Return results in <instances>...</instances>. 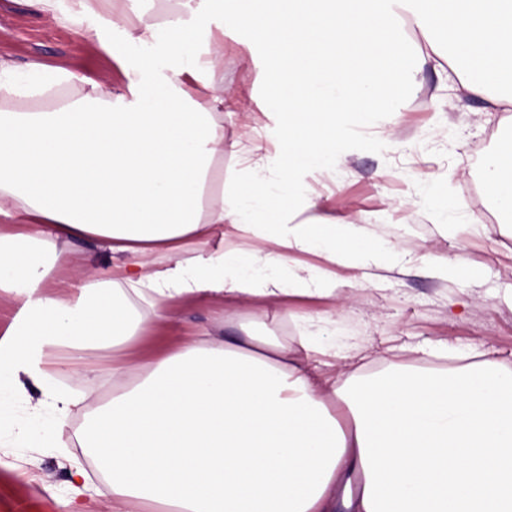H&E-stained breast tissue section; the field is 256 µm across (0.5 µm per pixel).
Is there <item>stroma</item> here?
Listing matches in <instances>:
<instances>
[{
  "instance_id": "1",
  "label": "stroma",
  "mask_w": 512,
  "mask_h": 512,
  "mask_svg": "<svg viewBox=\"0 0 512 512\" xmlns=\"http://www.w3.org/2000/svg\"><path fill=\"white\" fill-rule=\"evenodd\" d=\"M71 0H57L54 14L34 0H0V67L27 76L32 67L66 71L73 85L37 98L0 104L7 112L52 111L92 90L120 92L125 76L116 54L110 15L122 14L142 27L161 23L170 12L198 16L210 26L222 22L217 0H111L97 33L70 12ZM261 52L247 33L225 32L224 85L234 95L224 105V186L244 174L240 152L274 154L277 130L263 117L269 91ZM414 94L400 102L390 123L378 114L369 130L345 132L335 167L304 177L306 194L329 219L367 225L380 246L393 248L402 266L375 270L363 282V268H340L336 285L352 290L346 304L334 298H296L288 307L297 319L322 316L316 332L354 365L373 371L407 364L427 351L436 364L461 363L483 352L512 364V228L493 209L481 183V160L506 134L503 115L484 99L463 95L441 68L426 66ZM447 202L448 226H441L432 200ZM463 259L479 271L475 280L432 276L431 253ZM220 300L182 298L170 306L172 319L152 326L126 360L139 369L183 340L207 329L226 335L214 321ZM83 414L56 427L49 414H33L24 399L0 397V512H69L76 434Z\"/></svg>"
}]
</instances>
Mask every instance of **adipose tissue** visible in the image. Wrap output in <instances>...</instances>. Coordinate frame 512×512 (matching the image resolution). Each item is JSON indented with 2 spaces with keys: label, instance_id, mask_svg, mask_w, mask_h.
I'll return each mask as SVG.
<instances>
[{
  "label": "adipose tissue",
  "instance_id": "ef3b65f1",
  "mask_svg": "<svg viewBox=\"0 0 512 512\" xmlns=\"http://www.w3.org/2000/svg\"><path fill=\"white\" fill-rule=\"evenodd\" d=\"M224 25L248 32L279 92L265 102L281 148L225 189L224 89L214 83L218 46L203 23L175 16L132 29L127 41L159 42L153 60L125 65V90L93 91L89 106L57 112L0 111V293L22 298L20 319L0 333V392L39 390L33 413L58 421L81 408L77 441L117 506L143 512H367L357 423L337 394L352 372L304 321L287 341L275 328L288 310L237 319L228 339L201 331L131 373L112 365V396L74 395L45 361L65 347L128 350L147 322L171 318L182 297L248 301L257 296L345 298L336 266L394 259L364 225L324 223L304 199L301 179L336 161V134L372 127L399 102L434 54L458 71L462 90L512 112V0H224ZM415 18L429 44L400 33ZM209 88L199 101L184 78ZM0 69V96L31 98L71 82ZM490 202L512 221V134L482 169ZM103 241L118 264L90 255L86 272L50 294L68 246ZM314 251L315 270L291 266ZM287 269V279L259 271Z\"/></svg>",
  "mask_w": 512,
  "mask_h": 512
}]
</instances>
